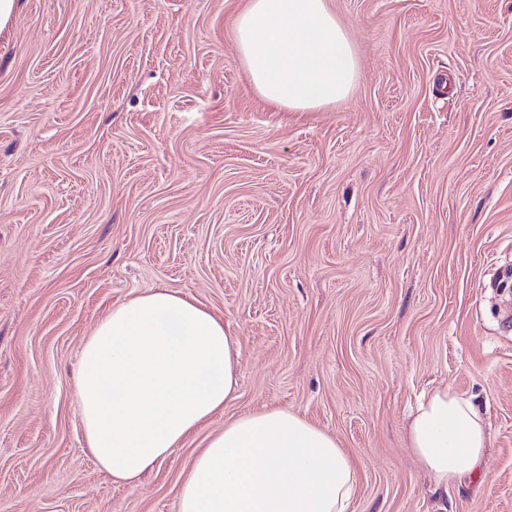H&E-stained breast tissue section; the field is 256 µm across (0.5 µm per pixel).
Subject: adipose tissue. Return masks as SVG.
I'll return each mask as SVG.
<instances>
[{
    "mask_svg": "<svg viewBox=\"0 0 512 512\" xmlns=\"http://www.w3.org/2000/svg\"><path fill=\"white\" fill-rule=\"evenodd\" d=\"M234 47L256 92L290 112L327 109L357 77L354 45L329 0H248ZM239 351L201 304L156 290L116 305L80 349L78 411L89 449L134 483L237 389ZM406 444L434 489L480 467L487 432L470 399L429 391ZM358 470L335 437L286 409L228 419L183 473L177 512H353Z\"/></svg>",
    "mask_w": 512,
    "mask_h": 512,
    "instance_id": "obj_1",
    "label": "adipose tissue"
}]
</instances>
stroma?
<instances>
[{
	"instance_id": "35a3bbf8",
	"label": "stroma",
	"mask_w": 512,
	"mask_h": 512,
	"mask_svg": "<svg viewBox=\"0 0 512 512\" xmlns=\"http://www.w3.org/2000/svg\"><path fill=\"white\" fill-rule=\"evenodd\" d=\"M247 0H21L0 30V512H177L225 419L284 408L355 461V512H512V0H329L349 96L275 109ZM159 288L222 317L236 397L133 485L86 440L79 350ZM485 419L433 490L425 390ZM405 439L435 490H448L482 464L487 447L483 417L470 399L446 388L429 391L410 415Z\"/></svg>"
}]
</instances>
